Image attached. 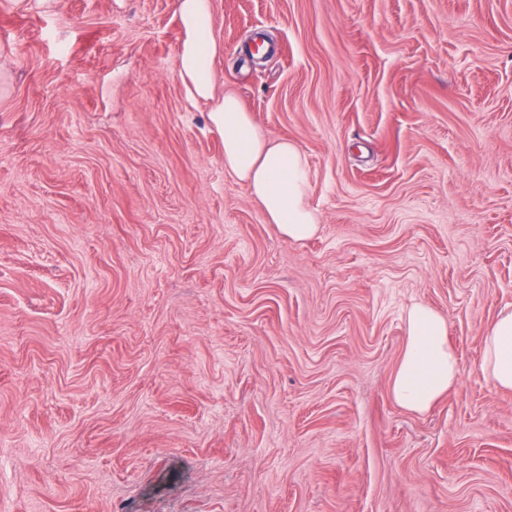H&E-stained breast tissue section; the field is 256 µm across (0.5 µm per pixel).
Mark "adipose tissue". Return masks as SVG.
Masks as SVG:
<instances>
[{"mask_svg": "<svg viewBox=\"0 0 512 512\" xmlns=\"http://www.w3.org/2000/svg\"><path fill=\"white\" fill-rule=\"evenodd\" d=\"M182 40L177 69L190 99L207 103L211 124L224 134V169L244 183L261 204L268 223L286 237L316 234L319 218L309 208L308 167L298 146L270 138L233 92L217 91L214 60L221 50L214 27L213 0H177ZM406 343L390 384L399 407L423 413L459 382L458 354L448 341V323L429 306L404 314ZM482 372L512 390V310L500 313L484 336Z\"/></svg>", "mask_w": 512, "mask_h": 512, "instance_id": "adipose-tissue-1", "label": "adipose tissue"}]
</instances>
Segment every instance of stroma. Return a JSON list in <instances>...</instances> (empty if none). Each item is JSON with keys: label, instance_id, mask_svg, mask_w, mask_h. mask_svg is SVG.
I'll return each mask as SVG.
<instances>
[{"label": "stroma", "instance_id": "1", "mask_svg": "<svg viewBox=\"0 0 512 512\" xmlns=\"http://www.w3.org/2000/svg\"><path fill=\"white\" fill-rule=\"evenodd\" d=\"M177 0H0V512H512V0H213L294 241L188 99ZM448 322L429 411L391 377ZM404 323L405 351L390 392L402 409L424 413L458 384V354L448 342V322L429 306H410ZM482 372L493 384L512 390V310L500 313L484 336Z\"/></svg>", "mask_w": 512, "mask_h": 512}]
</instances>
